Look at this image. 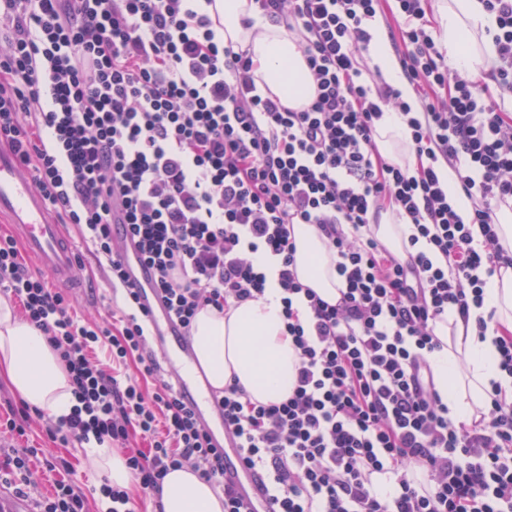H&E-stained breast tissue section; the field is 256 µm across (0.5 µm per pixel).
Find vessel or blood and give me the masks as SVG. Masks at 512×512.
Returning a JSON list of instances; mask_svg holds the SVG:
<instances>
[{"mask_svg": "<svg viewBox=\"0 0 512 512\" xmlns=\"http://www.w3.org/2000/svg\"><path fill=\"white\" fill-rule=\"evenodd\" d=\"M3 215L9 217L14 232L39 270L60 285L75 281L76 255L63 243L60 224L30 178L22 175L17 157L0 149V216ZM123 217L121 209L113 210L112 249L124 261L128 283L138 290L139 306L149 320L153 350L160 353L166 374L208 432L212 445L223 450L225 484L235 490L247 512H271L273 505L264 485L239 459V438L224 427L219 394L207 388L203 373L193 371L190 339L182 324L167 311L151 274L140 263L137 243L121 225Z\"/></svg>", "mask_w": 512, "mask_h": 512, "instance_id": "1", "label": "vessel or blood"}]
</instances>
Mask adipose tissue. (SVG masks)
<instances>
[{
  "label": "adipose tissue",
  "mask_w": 512,
  "mask_h": 512,
  "mask_svg": "<svg viewBox=\"0 0 512 512\" xmlns=\"http://www.w3.org/2000/svg\"><path fill=\"white\" fill-rule=\"evenodd\" d=\"M202 12L219 16L217 38L247 51L257 87L280 98L293 110L315 96L305 56L296 33L263 16L254 0H214ZM434 23L447 50L449 69L484 78L495 55L490 35L495 26L482 0H436ZM375 143L391 164L416 171L403 119L386 113L378 123ZM295 271L299 281L322 299L336 303L341 279L336 257L323 233L312 224L294 227ZM493 319L485 336L475 323L457 314L437 322L439 349L427 356L436 389L455 421L471 422L491 402L490 383L498 379L495 338L512 333V267L490 278L483 306ZM194 370L203 371L210 387L222 391L239 382L250 398L262 403L286 400L295 383L298 356L288 336L280 297L267 289L258 299L230 303L224 310L206 306L191 324ZM13 393L45 417L57 420L74 404L70 377L46 336L20 316L10 297L0 294V378ZM86 466L113 486L125 487L132 476L124 456L109 447L87 449ZM156 512H224V497L191 469L170 471L155 496Z\"/></svg>",
  "instance_id": "ef3b65f1"
}]
</instances>
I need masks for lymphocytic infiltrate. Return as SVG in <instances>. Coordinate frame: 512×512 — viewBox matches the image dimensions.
<instances>
[{
	"mask_svg": "<svg viewBox=\"0 0 512 512\" xmlns=\"http://www.w3.org/2000/svg\"><path fill=\"white\" fill-rule=\"evenodd\" d=\"M193 2L0 0V141L61 223L82 227L127 302L110 320L77 318L0 235V293L47 337L77 401L52 440L110 443L136 482L102 485L94 502L61 481L34 512H137L136 494L186 466L222 491L224 512H244L224 486L223 451L148 347L112 251L116 201L183 327L202 307L263 296L256 254L278 264L299 358L293 392L258 403L233 382L221 400L272 512H512V403L496 397L473 425L455 422L425 358L439 346L434 322L482 307L488 278L512 266L494 221L512 204V113L448 69L426 0H394L413 104L363 63L384 0H255L301 37L317 92L300 111L258 90L250 58L217 40ZM483 2L496 23L490 76L512 95V0ZM388 110L405 120L416 174L375 149ZM444 162L472 202L470 221L448 197ZM387 208L414 226L405 257L371 231ZM298 224L328 239L343 280L336 304L297 279ZM99 348L110 364L95 359Z\"/></svg>",
	"mask_w": 512,
	"mask_h": 512,
	"instance_id": "f902f5d3",
	"label": "lymphocytic infiltrate"
}]
</instances>
